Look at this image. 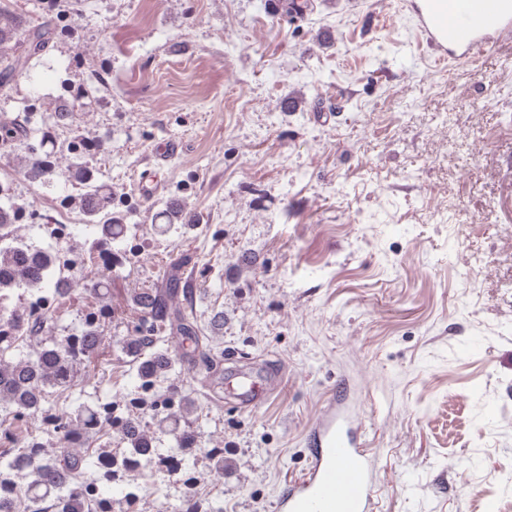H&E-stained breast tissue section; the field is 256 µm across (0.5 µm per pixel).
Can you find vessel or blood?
Here are the masks:
<instances>
[{"label": "vessel or blood", "instance_id": "1", "mask_svg": "<svg viewBox=\"0 0 512 512\" xmlns=\"http://www.w3.org/2000/svg\"><path fill=\"white\" fill-rule=\"evenodd\" d=\"M412 10L416 34L437 66L473 62L512 40V0H419ZM224 380L250 410L261 406L271 386L264 374L247 368ZM354 421L348 407L328 403L310 430L315 450L309 466L288 483L277 512H375L369 450Z\"/></svg>", "mask_w": 512, "mask_h": 512}]
</instances>
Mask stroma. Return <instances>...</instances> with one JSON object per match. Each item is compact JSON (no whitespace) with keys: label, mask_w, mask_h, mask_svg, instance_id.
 <instances>
[{"label":"stroma","mask_w":512,"mask_h":512,"mask_svg":"<svg viewBox=\"0 0 512 512\" xmlns=\"http://www.w3.org/2000/svg\"><path fill=\"white\" fill-rule=\"evenodd\" d=\"M72 3L70 36L0 87V115L41 104L30 140L0 148V179L36 216L0 236L58 252L71 282L51 329L11 358L107 308L109 358L51 398L156 426V394L119 345L137 333L133 295L175 273L213 353L275 374L249 412L222 375L175 360L196 446L178 471L136 472L134 504L113 486L115 512H182L187 476L213 512H275L343 394L367 430L378 512H512V46L433 66L408 0H311L276 19L264 0ZM61 104L71 125L55 122ZM45 132L89 143L80 164L111 185L128 227L115 267L63 175L70 157L26 179ZM168 141L180 149L159 160ZM174 196L193 218L177 233L158 217ZM43 428L0 404V451Z\"/></svg>","instance_id":"35a3bbf8"}]
</instances>
